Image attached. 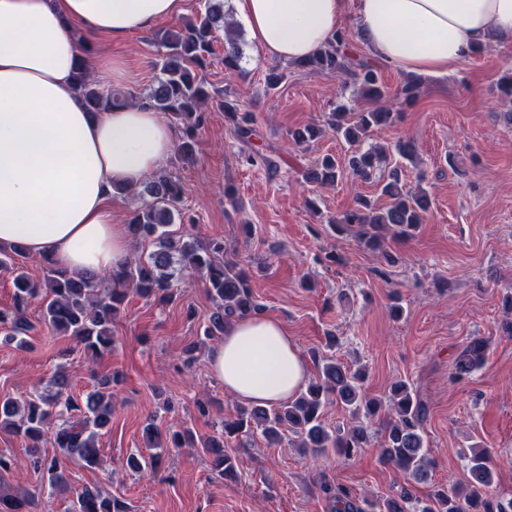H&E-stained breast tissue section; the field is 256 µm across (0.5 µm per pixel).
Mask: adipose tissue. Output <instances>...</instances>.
Here are the masks:
<instances>
[{
	"label": "adipose tissue",
	"instance_id": "obj_1",
	"mask_svg": "<svg viewBox=\"0 0 512 512\" xmlns=\"http://www.w3.org/2000/svg\"><path fill=\"white\" fill-rule=\"evenodd\" d=\"M254 46L288 62L332 39L345 0H233ZM184 11V0H0V247L76 273L119 269L131 232L112 210L117 186H137L173 150L175 131L132 105L92 116L75 89L73 25L119 40ZM376 59L413 73H445L480 44L512 39V0H357ZM212 374L242 405L280 404L310 368L281 319L224 326Z\"/></svg>",
	"mask_w": 512,
	"mask_h": 512
}]
</instances>
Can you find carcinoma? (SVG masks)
<instances>
[{
  "label": "carcinoma",
  "instance_id": "cac0c4a2",
  "mask_svg": "<svg viewBox=\"0 0 512 512\" xmlns=\"http://www.w3.org/2000/svg\"><path fill=\"white\" fill-rule=\"evenodd\" d=\"M224 32V69L240 68L241 52L232 38L233 26L224 14V0H207L204 11L180 26L166 29L158 39L159 50L154 68L159 75L149 92L140 100L126 91L104 89L78 65L75 74L76 90L87 110L99 114L123 108L135 102L147 105L167 116L179 130L178 153L185 161L195 156L197 132L208 118V105L216 101L224 110L234 136L243 144L241 158L250 165L273 167V161L255 147V119L241 107L236 93H224L210 87L203 70L215 54L214 44L219 32ZM349 36L337 31L334 38L301 66L317 72L336 74L350 79L357 90L369 99L379 101L387 95L381 75L369 58L352 55L347 50ZM287 79V72L278 68L267 71L263 77L264 92L269 94ZM423 79L412 76L397 90L404 103L416 101ZM396 113L381 106L350 113L343 104L336 105L326 120V127L307 124L289 131L294 144L303 146L320 137L326 130L348 145L344 160L325 156L307 169L306 181L318 187H333L348 175L370 177L385 159L386 148L362 149L369 133L394 123ZM380 195L387 199L377 207L366 197H359L353 208L332 222L341 234L355 230L365 247L382 249L386 233L408 237L415 233L431 209L426 189L405 188L402 169L396 165L387 170L379 181ZM140 195L148 200L131 212L129 225L133 239L150 240L155 250L146 255H134L120 270L101 277L69 273L48 263L44 279L35 283L24 272L13 278L15 288L11 310L0 309V332L15 341L33 329L26 318L32 302L41 303L40 322L55 335L69 336L83 353L93 359L112 353L115 345L112 321L119 315L129 293L142 297H157L172 301L176 294L172 282L190 270L200 276L211 298L214 311L209 318L205 337L211 339L224 334V323L232 318L257 313L262 306L253 293L250 276L234 259L223 258L224 241L203 243L188 232L174 228L185 223L183 198L185 188L181 180L167 170H160L142 184ZM25 254L24 247L15 245L0 248V268L11 270L16 257ZM484 345L476 340L467 345L454 363L455 376L468 375L482 360ZM318 378L309 382L304 391L294 398L271 408L242 407L235 419L222 422L220 433L198 438L185 429L168 437L147 428L150 447L156 453L149 457L130 454L126 458L128 470L153 474L159 468L163 455L160 450L173 446L201 448L211 460L212 471L221 478L237 474V458L224 449L225 437H243L260 433L269 443L281 440L283 432L291 431L301 439L304 451L331 448L350 457L364 450L369 442L363 427L329 429L323 421L324 408L336 401L368 417L378 413L379 402L367 398L359 382L361 371H351L332 355L318 357ZM112 383L110 376L97 381L95 389L78 402L61 399L68 389L65 373L59 371L51 388L19 402L10 396L0 397V431L6 430L23 437L29 444L26 459L18 462L0 453V473L17 468H29L47 479L51 490L69 491L72 501L69 512H128L126 503L105 495L96 486L76 488L70 482V471L63 460L83 463L89 468L100 464L98 437L112 423ZM391 402L395 417L385 426L384 441L379 448V460L404 472L417 483H428L427 496L413 497L407 490L386 497L379 502L356 499L351 492L331 486L323 490L335 501V512H507L512 510V499L503 502L489 497L494 472L488 465L490 450L480 448L469 457V479L458 492L430 482V470L423 435L425 409L410 387L400 382L394 385ZM58 448L59 454L49 456L41 451L46 443ZM32 496H0V512H35Z\"/></svg>",
  "mask_w": 512,
  "mask_h": 512
}]
</instances>
